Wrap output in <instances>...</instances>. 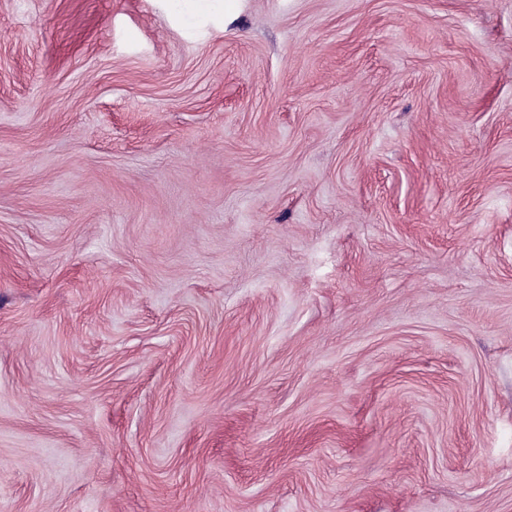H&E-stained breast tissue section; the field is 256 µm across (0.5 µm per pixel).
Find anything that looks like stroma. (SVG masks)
Returning a JSON list of instances; mask_svg holds the SVG:
<instances>
[{
  "instance_id": "1",
  "label": "stroma",
  "mask_w": 512,
  "mask_h": 512,
  "mask_svg": "<svg viewBox=\"0 0 512 512\" xmlns=\"http://www.w3.org/2000/svg\"><path fill=\"white\" fill-rule=\"evenodd\" d=\"M0 0V512H512V0Z\"/></svg>"
}]
</instances>
